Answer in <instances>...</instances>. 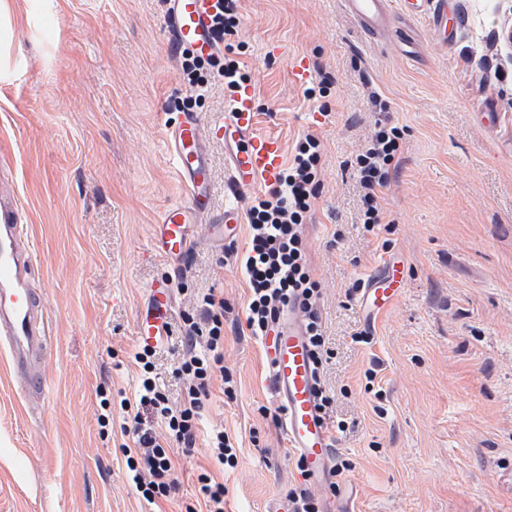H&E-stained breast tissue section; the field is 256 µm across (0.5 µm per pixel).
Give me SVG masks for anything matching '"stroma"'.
Instances as JSON below:
<instances>
[{"instance_id": "stroma-1", "label": "stroma", "mask_w": 512, "mask_h": 512, "mask_svg": "<svg viewBox=\"0 0 512 512\" xmlns=\"http://www.w3.org/2000/svg\"><path fill=\"white\" fill-rule=\"evenodd\" d=\"M56 2L40 31L18 30L26 65L0 82V155L13 160L51 332L41 408L0 373V512H185L204 472L223 483L224 512H272L302 476L246 324L237 258L249 230L230 244L201 238L178 264L145 256L160 212L186 199L167 129L183 112L223 115L224 82L190 95L165 0ZM390 2L389 34L377 39L342 0H239L232 39L259 130L289 154L307 131L324 146L304 231L332 352L326 421L344 420L334 452L352 469L320 496L348 512H512V63L500 39L512 0H449L456 28L445 45L427 16ZM297 55L326 84L316 99L290 78ZM488 103L500 114L492 129L477 120ZM380 122L404 135L383 222L369 232L356 157ZM207 149L213 219L231 204L247 209L226 191L223 141ZM389 250L409 276L369 325L349 291ZM164 278L173 334L155 364L172 404L184 393L180 333L200 318V293L224 301L223 365L238 388L230 399L213 381L194 448L168 449L176 490L153 507L126 475L123 415L106 426L98 416L101 395L136 390L135 321L148 285ZM361 332L368 342H356ZM215 427L239 447L237 467L220 474L206 448Z\"/></svg>"}]
</instances>
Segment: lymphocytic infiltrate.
Segmentation results:
<instances>
[{"label": "lymphocytic infiltrate", "instance_id": "obj_1", "mask_svg": "<svg viewBox=\"0 0 512 512\" xmlns=\"http://www.w3.org/2000/svg\"><path fill=\"white\" fill-rule=\"evenodd\" d=\"M184 77L196 95H203L209 84L210 69L224 78V88L235 93L245 82L238 60L228 54L203 61L190 54L180 56ZM402 128L377 124L368 144L357 157L363 213L361 220L367 231H374L383 219L379 193L389 182V170L403 138ZM323 146L314 132H307L297 143L295 154L280 179L263 195L254 197L248 210L249 242L240 267L249 288L246 323L252 336L261 339L272 330L280 308H300L308 330L317 374H324L330 358L320 316L322 289L313 279L308 262V244L303 231L320 188ZM199 303L206 316L205 326L186 324L183 333L185 349L177 375L186 381L180 404H171L156 378V351L142 347L134 355L141 370L134 399H121L122 410L138 405L151 410L164 422L170 437L190 448L195 444L196 430L209 397L213 379H221L226 397H234L237 382L222 365L224 348V301L214 294H204ZM134 445L125 449L127 474L148 504L168 499L176 488L169 478L171 458L150 427L140 416L132 418Z\"/></svg>", "mask_w": 512, "mask_h": 512}]
</instances>
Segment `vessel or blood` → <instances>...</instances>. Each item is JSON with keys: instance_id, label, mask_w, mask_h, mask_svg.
<instances>
[{"instance_id": "vessel-or-blood-1", "label": "vessel or blood", "mask_w": 512, "mask_h": 512, "mask_svg": "<svg viewBox=\"0 0 512 512\" xmlns=\"http://www.w3.org/2000/svg\"><path fill=\"white\" fill-rule=\"evenodd\" d=\"M217 0H166L165 22L175 50L216 52L211 16ZM347 12L370 36L387 33L391 25L388 0H343ZM407 13L428 15L440 41L453 34L448 24V0H402ZM171 155L187 200L167 206L153 226V251L174 260L190 253L200 237L227 240L237 236L241 213L228 207L224 218H210L212 170L207 144L221 140L228 151V190L240 197L256 184H276L284 164L282 141L257 128L254 89L244 84L223 117L206 121L197 113H182L169 127ZM0 159V351L6 352L13 380L28 403L46 391L44 362L50 333L44 305L37 293L36 265L29 237L20 222L21 202L3 171ZM407 278L402 262L383 256L368 275L359 298L363 310L375 315L395 303ZM173 304L169 280L154 281L138 313L135 333L139 344L156 346L167 334ZM278 332L264 343L269 382L283 410L282 427L288 445L304 462L309 480L322 486L335 441L318 409L314 372L307 337L298 311L281 315Z\"/></svg>"}]
</instances>
